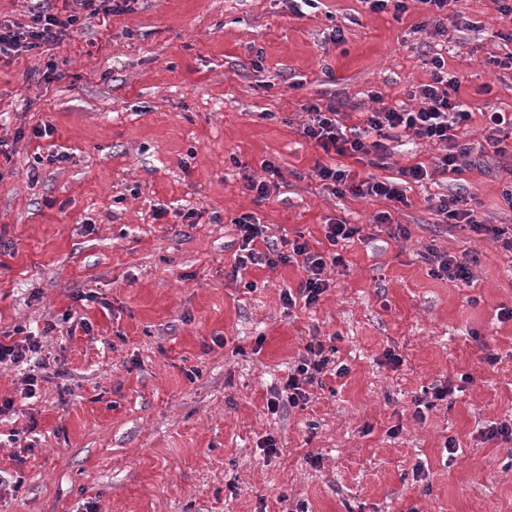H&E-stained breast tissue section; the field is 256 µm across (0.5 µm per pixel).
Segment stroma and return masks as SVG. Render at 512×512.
I'll use <instances>...</instances> for the list:
<instances>
[{
    "instance_id": "stroma-1",
    "label": "stroma",
    "mask_w": 512,
    "mask_h": 512,
    "mask_svg": "<svg viewBox=\"0 0 512 512\" xmlns=\"http://www.w3.org/2000/svg\"><path fill=\"white\" fill-rule=\"evenodd\" d=\"M448 8L473 29L437 35L413 2L399 14L320 0L299 14L289 0H135L111 37L93 23L54 54L0 67V336L26 327L67 372L24 400L23 369L0 364V400L14 401L0 431L38 435L22 454L0 445V512H512V443L481 435L512 419V320L500 318L512 253L429 206L460 192L482 223L512 226V148L486 147L389 205L324 189L316 163L342 158L299 134L311 101L350 117L377 93L415 106L436 51L458 98L512 113V72L489 63L512 19L493 0ZM51 58L66 76L47 85ZM39 122L52 137H33ZM51 149L66 160L36 162ZM435 154L404 138L363 172L394 178ZM267 160L282 178L261 199L244 184L265 178ZM386 209L408 239L376 226ZM244 214L277 239L317 243L336 218L361 232L317 305L288 309L295 266L231 276ZM430 246L476 251L472 282L431 275ZM314 339L348 374L306 408L268 411ZM389 349L402 366L385 364ZM464 375L452 403L414 417L423 389Z\"/></svg>"
}]
</instances>
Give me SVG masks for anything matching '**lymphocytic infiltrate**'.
<instances>
[{"label":"lymphocytic infiltrate","mask_w":512,"mask_h":512,"mask_svg":"<svg viewBox=\"0 0 512 512\" xmlns=\"http://www.w3.org/2000/svg\"><path fill=\"white\" fill-rule=\"evenodd\" d=\"M131 9L132 0H63L59 7L53 6L52 0H41L40 4L30 7L27 23L0 22V59H12L23 51L60 48L70 30L77 25L95 19L104 29L112 16L126 14ZM428 63L432 80L418 87V107L385 105L361 113L358 124L347 126L342 123L335 105L311 102L306 106L309 119L302 125L300 134L324 152L365 161L374 167L382 166L388 158L389 141L409 134L428 146L439 148L434 169H427L421 163L406 166L400 170V180L395 181L366 178L344 164H319L314 175L324 188L335 195L375 197L403 204L407 201L406 183L421 182L434 170L455 173L467 165L475 150L467 141L473 110L457 98L458 79L449 72L442 54H434ZM432 208L443 223L492 237L512 253V231L478 221L465 195L459 193L438 198ZM234 224L239 236L235 270L251 265L273 268L288 263L297 264L302 269L303 278L297 290H288L282 295L288 308L299 304L308 308L320 301L329 286L331 273L344 264L339 245L350 242L360 233L357 225L339 219L324 226L329 251L312 250L301 235L290 241L287 250L283 251L271 243L267 225L257 223L252 215H241ZM335 354V348L325 347L323 342L307 344L305 354L289 370L282 387L269 399V410H278L283 405L304 406L310 399L311 388L322 386L325 377L346 375L347 365L338 362Z\"/></svg>","instance_id":"lymphocytic-infiltrate-1"}]
</instances>
